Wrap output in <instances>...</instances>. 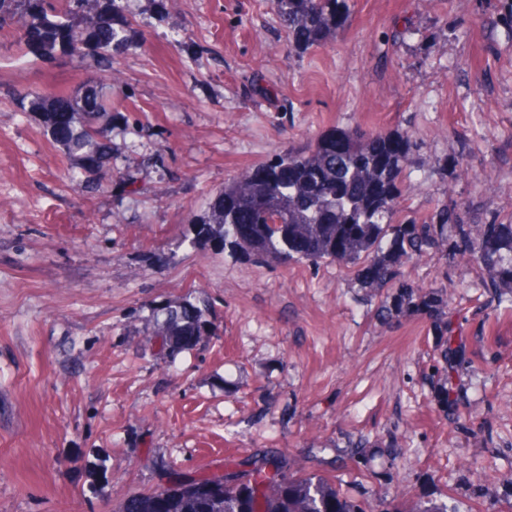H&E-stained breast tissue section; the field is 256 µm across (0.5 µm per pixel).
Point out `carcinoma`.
Masks as SVG:
<instances>
[{
  "label": "carcinoma",
  "instance_id": "carcinoma-1",
  "mask_svg": "<svg viewBox=\"0 0 512 512\" xmlns=\"http://www.w3.org/2000/svg\"><path fill=\"white\" fill-rule=\"evenodd\" d=\"M295 52L323 46L350 18L349 0H274ZM123 0H0V32L45 54L60 50L91 69L128 43ZM28 89L23 98L43 119L44 133L76 168L101 164L112 153V76L92 79L68 93ZM412 135L400 130L369 133L329 130L305 145L274 152L266 161L224 182L192 224V248L215 242L250 264L335 262L351 269L361 288L382 299L377 315L394 322L410 312L428 314L437 345L448 356L446 290L409 281L404 263L446 250L455 211L442 209L435 224L400 218L401 190ZM475 262L512 279V224H488ZM202 309L185 301L172 307L157 335L171 352L199 342L213 330ZM122 512H367L343 497L331 481L290 472L288 456L257 448L224 465V485L210 472L172 473L163 492L130 496Z\"/></svg>",
  "mask_w": 512,
  "mask_h": 512
}]
</instances>
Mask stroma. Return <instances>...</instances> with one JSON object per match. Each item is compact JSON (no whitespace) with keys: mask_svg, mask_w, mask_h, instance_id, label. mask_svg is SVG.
<instances>
[{"mask_svg":"<svg viewBox=\"0 0 512 512\" xmlns=\"http://www.w3.org/2000/svg\"><path fill=\"white\" fill-rule=\"evenodd\" d=\"M350 10L292 56L272 0H128L132 38L98 66L118 74L112 156L79 183L23 94L90 70L0 35V512H120L164 464L255 448L373 512H512V279L460 259L512 222V0ZM355 126L416 140L403 217L466 213L404 266L448 289L447 358L428 315L380 322L343 266L183 243L228 178ZM197 297L216 335L163 352L168 308Z\"/></svg>","mask_w":512,"mask_h":512,"instance_id":"1","label":"stroma"}]
</instances>
